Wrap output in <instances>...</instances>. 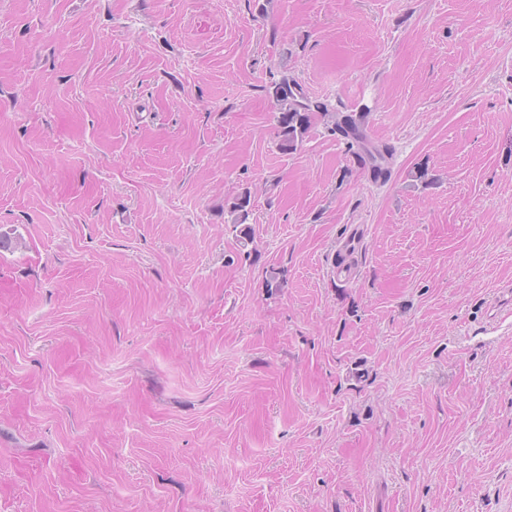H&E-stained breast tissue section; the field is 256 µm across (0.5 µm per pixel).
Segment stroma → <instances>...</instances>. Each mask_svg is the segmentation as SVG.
<instances>
[{
    "mask_svg": "<svg viewBox=\"0 0 512 512\" xmlns=\"http://www.w3.org/2000/svg\"><path fill=\"white\" fill-rule=\"evenodd\" d=\"M0 234V512H512V0H0ZM272 98L277 111V138L278 148L284 153H292L298 149L306 138L313 121L317 117H326L334 114L335 131L349 142V147H356L357 152L364 155L368 161L374 177L384 174L386 168L385 154L375 147L366 134L365 119L367 112L354 113L330 112L331 105L323 101L312 99L303 90L302 86L293 78L282 77L272 87ZM370 144L378 153V157L366 148ZM251 193L248 189L239 192L230 203L225 204L224 212H227L228 224H232L234 231L242 247H247L254 242V230L248 222L251 216ZM239 234V235H238Z\"/></svg>",
    "mask_w": 512,
    "mask_h": 512,
    "instance_id": "stroma-1",
    "label": "stroma"
}]
</instances>
